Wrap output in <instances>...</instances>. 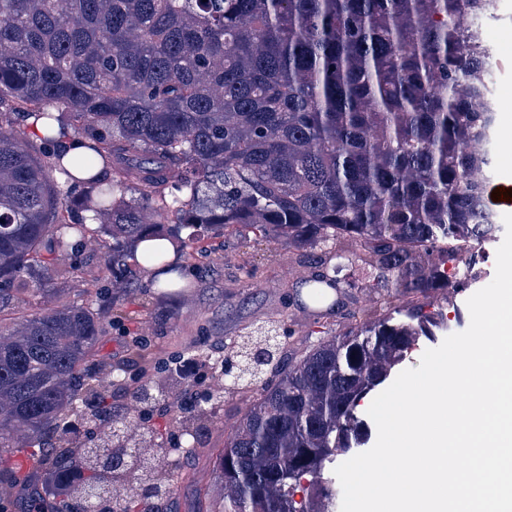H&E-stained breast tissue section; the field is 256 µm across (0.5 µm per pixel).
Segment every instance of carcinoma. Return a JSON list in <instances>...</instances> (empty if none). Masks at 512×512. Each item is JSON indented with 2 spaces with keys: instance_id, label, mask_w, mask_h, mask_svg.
I'll use <instances>...</instances> for the list:
<instances>
[{
  "instance_id": "cac0c4a2",
  "label": "carcinoma",
  "mask_w": 512,
  "mask_h": 512,
  "mask_svg": "<svg viewBox=\"0 0 512 512\" xmlns=\"http://www.w3.org/2000/svg\"><path fill=\"white\" fill-rule=\"evenodd\" d=\"M499 0H0V123L33 120L40 146L0 127V283H42L99 225L112 284L173 268L155 241L210 230L286 243L298 262L336 246V276L374 297L344 331L261 386L219 450L223 512H341L329 474L369 439L368 407L420 347L450 330L446 300L479 281L495 241L486 198L499 140L482 22ZM472 21L464 26L462 13ZM85 152L54 145L60 123ZM75 169L85 193L69 195ZM468 257L464 267L457 266ZM100 313L64 303L0 326V481L26 448L37 470L82 472L60 512L171 493L167 450L128 432L90 384ZM139 401L168 409L161 382Z\"/></svg>"
}]
</instances>
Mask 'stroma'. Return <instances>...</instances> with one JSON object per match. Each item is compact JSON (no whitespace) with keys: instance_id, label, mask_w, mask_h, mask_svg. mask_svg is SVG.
<instances>
[{"instance_id":"1","label":"stroma","mask_w":512,"mask_h":512,"mask_svg":"<svg viewBox=\"0 0 512 512\" xmlns=\"http://www.w3.org/2000/svg\"><path fill=\"white\" fill-rule=\"evenodd\" d=\"M486 27L496 60L493 89L502 129L512 130V0H501L496 19ZM201 253L179 249L174 263V293H166L153 269L138 271L136 284L127 291L113 290L112 272L98 245L87 233L75 240L65 260V273H50L44 288L17 293L0 312V321L29 315L60 302L89 303L104 315V333L97 358L126 366L123 386L115 387L99 375L101 392L110 397L115 418L133 421L142 430L157 433L170 449L177 468L172 495L164 512H196L204 490L214 489L218 454L224 439L243 419L251 398L222 393L225 379L220 367H198L182 376L199 398L217 401L216 412L198 438L184 436L180 421L192 419L196 408L169 414L141 404L139 386L178 370L182 359H197L199 352L224 355V346L243 329L275 322L282 345H311L329 330L342 329L353 306L310 305L301 281L332 274V264L322 263L320 251L295 266L288 247L246 234L227 237L211 231L200 242Z\"/></svg>"}]
</instances>
